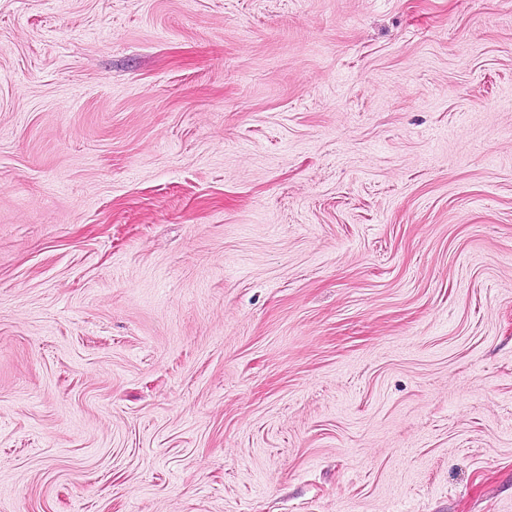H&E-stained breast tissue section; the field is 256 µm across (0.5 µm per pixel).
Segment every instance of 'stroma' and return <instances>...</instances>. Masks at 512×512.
Here are the masks:
<instances>
[{
  "label": "stroma",
  "instance_id": "stroma-1",
  "mask_svg": "<svg viewBox=\"0 0 512 512\" xmlns=\"http://www.w3.org/2000/svg\"><path fill=\"white\" fill-rule=\"evenodd\" d=\"M0 512H512V0H0Z\"/></svg>",
  "mask_w": 512,
  "mask_h": 512
}]
</instances>
